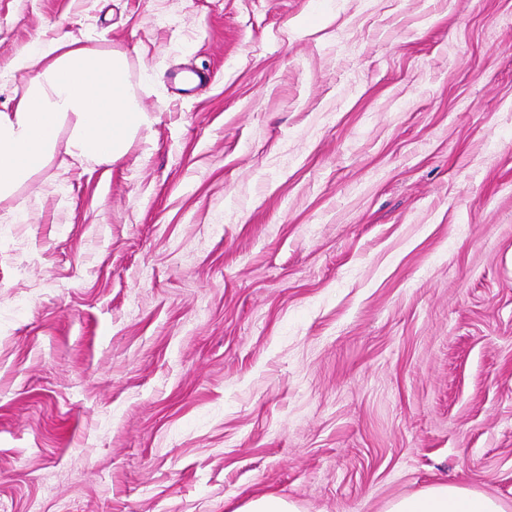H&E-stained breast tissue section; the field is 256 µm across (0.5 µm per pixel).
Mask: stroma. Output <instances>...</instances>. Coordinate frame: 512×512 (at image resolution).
Listing matches in <instances>:
<instances>
[{"label":"stroma","mask_w":512,"mask_h":512,"mask_svg":"<svg viewBox=\"0 0 512 512\" xmlns=\"http://www.w3.org/2000/svg\"><path fill=\"white\" fill-rule=\"evenodd\" d=\"M150 122L0 224V512H512V0H0ZM385 512H504L499 501L464 485L437 484L392 501ZM235 512H299V510L282 496L263 494L243 502Z\"/></svg>","instance_id":"obj_1"}]
</instances>
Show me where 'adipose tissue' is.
Listing matches in <instances>:
<instances>
[{
  "label": "adipose tissue",
  "instance_id": "adipose-tissue-1",
  "mask_svg": "<svg viewBox=\"0 0 512 512\" xmlns=\"http://www.w3.org/2000/svg\"><path fill=\"white\" fill-rule=\"evenodd\" d=\"M27 88L0 111V222L25 216L12 201L19 188L57 154L71 162L122 158L149 116L135 103L121 54L78 45L67 37L36 42L11 61ZM386 512H504L499 501L463 485L437 484L392 501Z\"/></svg>",
  "mask_w": 512,
  "mask_h": 512
}]
</instances>
